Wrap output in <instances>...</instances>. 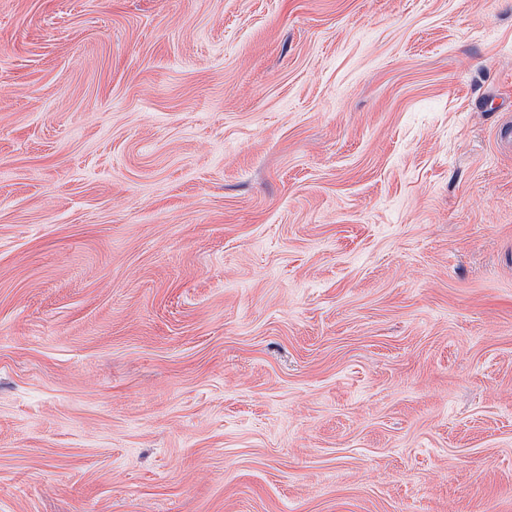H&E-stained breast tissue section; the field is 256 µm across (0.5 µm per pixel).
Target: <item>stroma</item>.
<instances>
[{
    "label": "stroma",
    "mask_w": 512,
    "mask_h": 512,
    "mask_svg": "<svg viewBox=\"0 0 512 512\" xmlns=\"http://www.w3.org/2000/svg\"><path fill=\"white\" fill-rule=\"evenodd\" d=\"M512 0H0V512H512Z\"/></svg>",
    "instance_id": "35a3bbf8"
}]
</instances>
